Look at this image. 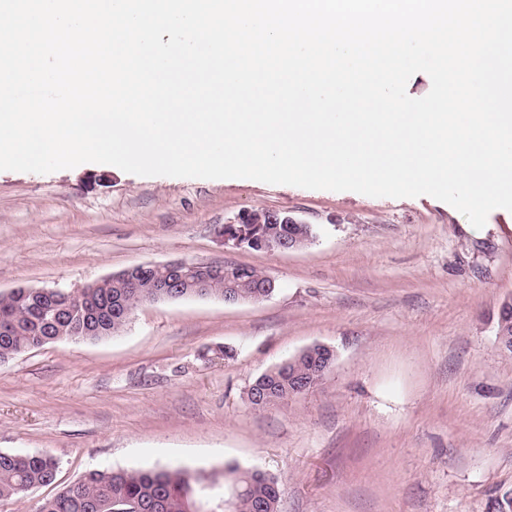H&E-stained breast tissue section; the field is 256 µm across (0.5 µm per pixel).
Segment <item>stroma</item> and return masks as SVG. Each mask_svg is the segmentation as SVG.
I'll return each instance as SVG.
<instances>
[{"label":"stroma","mask_w":512,"mask_h":512,"mask_svg":"<svg viewBox=\"0 0 512 512\" xmlns=\"http://www.w3.org/2000/svg\"><path fill=\"white\" fill-rule=\"evenodd\" d=\"M254 209L316 237L286 252L223 244L220 228ZM178 260L249 266L277 289L145 304L114 336L0 363V452L59 463L53 485L0 512H36L93 467L255 468L278 479L281 512H487L488 490L512 485V353L496 339L512 212L477 229L428 195L0 170V293ZM315 344L336 352L319 386L253 410L252 381Z\"/></svg>","instance_id":"stroma-1"}]
</instances>
